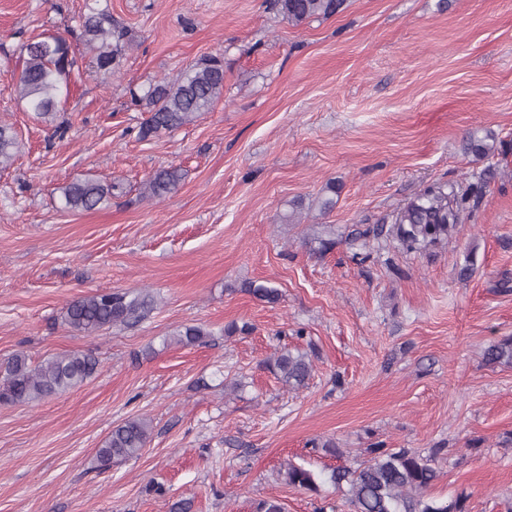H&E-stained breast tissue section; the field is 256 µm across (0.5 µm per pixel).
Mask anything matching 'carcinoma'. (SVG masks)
Wrapping results in <instances>:
<instances>
[{
  "instance_id": "cac0c4a2",
  "label": "carcinoma",
  "mask_w": 512,
  "mask_h": 512,
  "mask_svg": "<svg viewBox=\"0 0 512 512\" xmlns=\"http://www.w3.org/2000/svg\"><path fill=\"white\" fill-rule=\"evenodd\" d=\"M278 12L299 26L311 19L328 18L341 11L344 0H274ZM124 29L114 24L108 8L99 0H86L80 16V38L93 53L98 73L107 81L121 66L125 51ZM26 57L16 83L19 99L40 122L53 121L59 111L63 91L69 88L77 58L66 38L47 35L24 45ZM224 94V61L207 55L182 72L174 81L151 85L137 105L148 112L139 126L138 138L147 139L171 132L208 112ZM20 148L13 127L0 124V169L12 164ZM464 151L477 158L504 152V145L490 131H473L466 137ZM184 179L183 170L169 166L143 182L146 198L162 199L175 192ZM119 185L85 176L59 187L63 207L71 211H91L109 202ZM462 196L448 184L431 185L416 193L393 216L392 224L358 226L351 231L354 241L388 235L407 252H426L448 241L461 223ZM248 292L261 301H280L279 289L249 285ZM155 299L148 292H108L83 295L64 308L62 318L71 329L87 336L116 325H135L154 310ZM208 332L188 326L176 333V342L200 343ZM488 365H512V337L493 342L484 351ZM99 366L90 351L73 352L47 359L37 365L23 354L0 363V404H29L60 391L77 387L93 377ZM282 385L299 388L309 380L313 365L307 353L284 348L268 363ZM151 422L131 418L112 429L98 460L107 468L114 462L136 457L151 434ZM370 458L357 467L338 466L328 481L347 488L354 512H464L460 500L451 503L425 496L437 478L431 459L407 449H390L378 442L368 448ZM283 476L294 486L318 491L315 475L302 467L287 464Z\"/></svg>"
}]
</instances>
